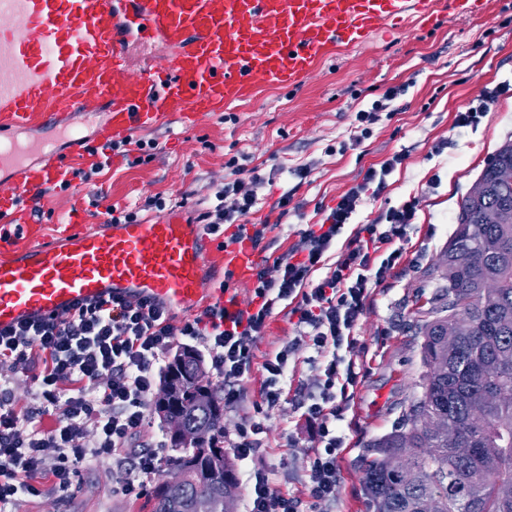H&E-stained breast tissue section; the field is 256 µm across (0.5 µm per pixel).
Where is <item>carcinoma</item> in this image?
Instances as JSON below:
<instances>
[{
    "label": "carcinoma",
    "instance_id": "cac0c4a2",
    "mask_svg": "<svg viewBox=\"0 0 512 512\" xmlns=\"http://www.w3.org/2000/svg\"><path fill=\"white\" fill-rule=\"evenodd\" d=\"M444 281L441 307L417 308L428 319L418 325L424 367L421 394L414 398L397 426L369 445L362 482L371 512H421L428 495L441 502V512H512V401L489 407V422L479 428L471 413L484 407L491 385L512 389V363L493 380L483 366L512 354V141L504 143L488 162L476 187L463 198L457 226L435 263ZM474 326L448 353L444 337L458 314ZM200 356L187 351L173 356L162 385H173L175 405L170 415L199 434L197 443L170 445L164 467L189 475L186 486L167 491L155 486L147 506L151 512H191L198 497L221 512L224 495L237 490L234 462L224 453V404L209 378L194 380ZM444 415L459 436L478 444L480 452L496 457V466L460 461L448 450V437L425 429L422 419ZM407 454L416 470L411 485L389 467L388 458Z\"/></svg>",
    "mask_w": 512,
    "mask_h": 512
}]
</instances>
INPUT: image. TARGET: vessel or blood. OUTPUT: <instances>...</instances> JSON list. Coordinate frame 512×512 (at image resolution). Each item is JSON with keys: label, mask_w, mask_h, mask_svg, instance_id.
<instances>
[{"label": "vessel or blood", "mask_w": 512, "mask_h": 512, "mask_svg": "<svg viewBox=\"0 0 512 512\" xmlns=\"http://www.w3.org/2000/svg\"><path fill=\"white\" fill-rule=\"evenodd\" d=\"M412 17L434 24L431 0H0V133H41L0 146V167L19 171L0 187V328L116 296L193 310L209 300L208 269L249 278L248 238L205 248L203 225L175 211L40 242L37 194L69 180L75 160L114 163L111 144L133 133L192 128L261 87H293L336 41L358 45ZM135 38L166 46L153 68L129 64ZM105 103L94 141L65 128ZM62 133L77 154L58 152ZM32 151L44 164H27Z\"/></svg>", "instance_id": "b4317fda"}]
</instances>
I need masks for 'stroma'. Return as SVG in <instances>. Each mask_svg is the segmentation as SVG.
<instances>
[{
  "instance_id": "35a3bbf8",
  "label": "stroma",
  "mask_w": 512,
  "mask_h": 512,
  "mask_svg": "<svg viewBox=\"0 0 512 512\" xmlns=\"http://www.w3.org/2000/svg\"><path fill=\"white\" fill-rule=\"evenodd\" d=\"M434 28L411 23L383 31L360 45L338 43L313 73L291 89L268 87L253 98L210 116L195 128L173 122L143 133L157 144L149 160L124 156L90 181L73 179L68 190H51L37 209L44 237L63 231H94L103 222L91 205L95 197L118 210L156 219L167 211L194 218L203 212L222 183L233 180L229 160L258 169L265 183L252 213L269 229L258 246L259 264L274 269L287 262L296 233L321 223L330 208L368 168L394 153L405 160L387 179L379 196L367 198L355 224L371 223L380 213L416 197L413 224L399 246L401 264L371 290L354 331L362 379L341 423L339 480L334 501L315 512H370L361 482L368 444L392 431L413 397L421 391L420 337L415 334L417 299H429L438 283L431 269L456 228L460 203L488 160L512 140V0H488L483 15L459 19L448 0H434ZM408 84L392 111L380 113L370 134L354 142L355 116L370 108L385 90ZM504 85L475 127L456 128V112L483 92ZM309 167L307 178L295 176ZM287 208H280L282 195ZM164 208H156L155 197ZM84 207L71 224L60 221L74 199ZM291 346L288 385L280 406L265 421L263 453L236 461V507L245 512L248 483L255 472L268 473L283 494L307 499L306 460L320 441L297 408V390H314L322 359L299 335L285 310L268 320L256 357ZM142 498L125 495L110 459L84 467L68 495L45 486L38 497H24L14 512H139Z\"/></svg>"
}]
</instances>
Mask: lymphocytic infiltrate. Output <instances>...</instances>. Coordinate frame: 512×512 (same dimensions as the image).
<instances>
[{"mask_svg": "<svg viewBox=\"0 0 512 512\" xmlns=\"http://www.w3.org/2000/svg\"><path fill=\"white\" fill-rule=\"evenodd\" d=\"M403 160L396 153L369 168L323 223L302 229L275 275L257 271L254 297L244 308L231 312L215 303L178 321L161 304L113 297L83 300L65 314L0 328V365L30 369L40 397L38 407L22 409L8 385H0V512L19 496H39L43 475L58 493H68L83 464L100 458L124 466L122 489L141 495L164 458L156 450L133 447L132 441L145 426L175 338L203 344L211 371L224 386L225 407L237 408L246 398L244 380L254 364L255 344L280 305L288 307L300 335L324 356L317 389L301 405L321 442L307 460L310 500H334L344 443L338 423L360 379L353 331L372 284L384 280L401 259L393 243L414 219L418 199L388 209L378 223L360 225L346 250H337L336 244L366 193L380 194ZM260 184L255 175L224 183L198 223L216 237L229 226L246 230L253 243H260L266 225L248 220ZM332 253L337 256L333 262L328 259ZM263 368L268 377L261 401L245 413L230 441L243 460L264 446V421L285 393L287 350L269 354ZM47 416L55 419L49 428L42 424ZM247 512H301V503L258 472L249 486Z\"/></svg>", "mask_w": 512, "mask_h": 512, "instance_id": "f902f5d3", "label": "lymphocytic infiltrate"}]
</instances>
